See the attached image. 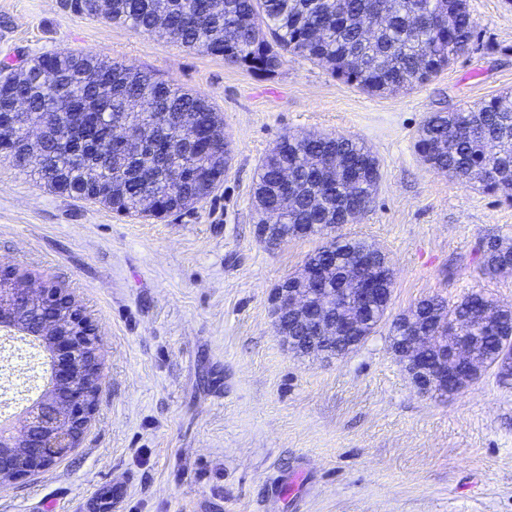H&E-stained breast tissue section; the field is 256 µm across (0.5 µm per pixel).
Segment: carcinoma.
<instances>
[{"mask_svg": "<svg viewBox=\"0 0 512 512\" xmlns=\"http://www.w3.org/2000/svg\"><path fill=\"white\" fill-rule=\"evenodd\" d=\"M440 11L453 20L448 31L428 28L425 18ZM165 22L181 46L222 57L253 73H274L286 56L325 67L332 76L371 93L411 88L442 71L474 38L467 0H112L110 22L144 32ZM53 70L57 82L42 73ZM23 98L27 111L11 124H0V145L13 149L22 142L24 123L45 112H60L47 140L46 158L30 175L52 192L95 201L125 215H142L140 199L161 197L163 213L172 203L190 208L207 196L194 193V174L206 171L210 156L206 136L220 128L208 101L195 93L156 78L148 71L60 50L0 74V118ZM138 113V127L147 147L138 156H120L111 129L127 113ZM179 113L196 135L197 159L183 166V132L170 125ZM423 160L464 186L512 197V93L493 95L476 107L459 112H435L420 127L415 143ZM102 159L99 177L110 186L99 199L86 180L84 152ZM292 180L285 183L281 173ZM380 177L379 162L357 138L319 134L313 138L284 134L261 161L255 188L257 223L283 225L288 240L298 238L304 224H345L352 206L373 199ZM288 195V208L280 199ZM310 237L323 242L308 258L334 249L343 269L376 246L362 239L326 237L317 228ZM512 266V244L487 242L480 270L494 276ZM473 296L453 308L442 306L445 321L439 332L459 319L467 334L480 337L478 356L490 366L512 358V308L491 300L485 308L472 305ZM387 311L362 319L363 339L374 332Z\"/></svg>", "mask_w": 512, "mask_h": 512, "instance_id": "carcinoma-1", "label": "carcinoma"}]
</instances>
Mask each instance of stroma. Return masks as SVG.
<instances>
[{
  "mask_svg": "<svg viewBox=\"0 0 512 512\" xmlns=\"http://www.w3.org/2000/svg\"><path fill=\"white\" fill-rule=\"evenodd\" d=\"M474 45L431 82L381 95L288 57L259 75L156 34L0 0V65L73 50L152 71L224 121L231 163L214 194L164 219L54 193L0 157V268L62 288L98 330L102 390L76 447L0 483V512H79L128 479L121 512H512V378L420 395L390 349V318L475 293L512 307V274L481 273L512 240V201L424 163L427 116L512 91V0H469ZM362 139L380 163L369 211L340 235L386 253L389 319L341 359L290 353L270 291L319 241L255 234L261 158L283 134ZM506 265L512 266V244L500 240H490L483 250L480 270L482 274L494 276ZM512 271L506 267L501 272Z\"/></svg>",
  "mask_w": 512,
  "mask_h": 512,
  "instance_id": "1",
  "label": "stroma"
}]
</instances>
